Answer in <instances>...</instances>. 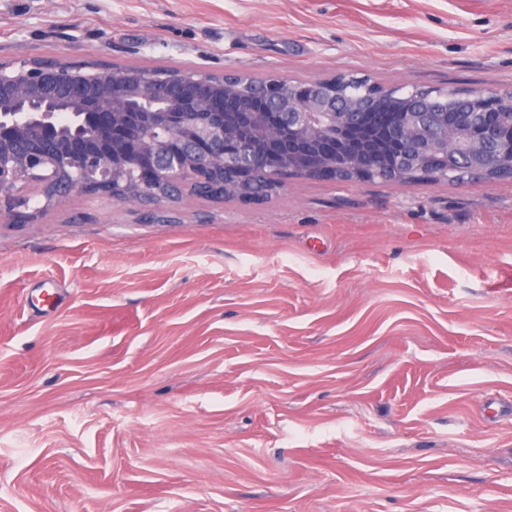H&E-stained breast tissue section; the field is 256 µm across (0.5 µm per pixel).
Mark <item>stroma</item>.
Instances as JSON below:
<instances>
[{
    "instance_id": "stroma-1",
    "label": "stroma",
    "mask_w": 512,
    "mask_h": 512,
    "mask_svg": "<svg viewBox=\"0 0 512 512\" xmlns=\"http://www.w3.org/2000/svg\"><path fill=\"white\" fill-rule=\"evenodd\" d=\"M28 58L503 92L512 0H0ZM0 512H512V178L0 223Z\"/></svg>"
}]
</instances>
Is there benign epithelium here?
<instances>
[{"label": "benign epithelium", "instance_id": "7a95c632", "mask_svg": "<svg viewBox=\"0 0 512 512\" xmlns=\"http://www.w3.org/2000/svg\"><path fill=\"white\" fill-rule=\"evenodd\" d=\"M162 81L155 70L115 72L106 61L70 62L60 58L0 63V222L28 224L72 193L115 202H138L130 190L165 184L183 186L191 164L234 170L224 152L228 128H235L239 158L264 162L261 144L293 156L314 151L325 138L357 150L368 160L364 128L368 114L357 102L328 92L326 80L309 83L304 97L291 83L266 80L271 116L257 126V113L224 111L222 74L185 69L167 85V100L147 96ZM482 132L470 149L457 141L446 116L420 106L400 114V133L412 149L399 159L400 178L432 151L452 146L476 161L494 165L504 125L476 111L463 117ZM99 131L95 146L83 138ZM34 186L36 196L25 193Z\"/></svg>", "mask_w": 512, "mask_h": 512}]
</instances>
